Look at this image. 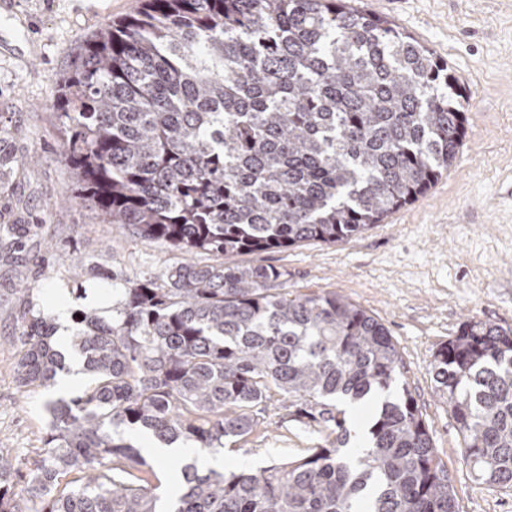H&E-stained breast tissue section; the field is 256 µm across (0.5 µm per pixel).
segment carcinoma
Instances as JSON below:
<instances>
[{"instance_id":"carcinoma-1","label":"carcinoma","mask_w":512,"mask_h":512,"mask_svg":"<svg viewBox=\"0 0 512 512\" xmlns=\"http://www.w3.org/2000/svg\"><path fill=\"white\" fill-rule=\"evenodd\" d=\"M464 89L390 19L346 0H143L87 41L56 106L74 195L148 243L205 252L145 273L82 318L72 347L92 382L47 403L44 448L0 455V512H159L153 469L112 427L217 448L288 397L329 448L258 472L180 467L173 512H460L407 387L386 398L357 465L344 405L390 392L404 364L388 328L336 292L296 294L288 273L222 258L335 244L381 224L453 165ZM0 124V193L28 159ZM0 210V235L18 227ZM22 387L64 366L49 311L28 301ZM434 381L473 478L512 491V328L464 321L434 354Z\"/></svg>"}]
</instances>
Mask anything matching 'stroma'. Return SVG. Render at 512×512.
Instances as JSON below:
<instances>
[{
    "mask_svg": "<svg viewBox=\"0 0 512 512\" xmlns=\"http://www.w3.org/2000/svg\"><path fill=\"white\" fill-rule=\"evenodd\" d=\"M397 22L447 61L469 89L468 128L452 167L425 194L362 236L336 244L309 241L283 251L238 254L243 265L288 273V289L334 291L369 311L391 332L405 364L403 380L417 399L433 444L453 480L462 512H512V493L475 481L462 457V436L435 391L437 348L462 322L512 328V0H352ZM141 0H14L0 8V123L12 126L15 149L38 155L13 178L0 206L11 205L27 231L22 249L0 248V337L18 333L25 308L16 285L49 302L73 258L88 264L81 287L106 291L99 270L117 287L182 261L163 243H146L120 224H102L69 200L73 177L60 156L61 124L53 106L84 44L108 22L133 14ZM78 287V288H81ZM75 287L64 289L70 319L57 342L71 338L85 309ZM14 350L0 344V452L16 459L42 446L46 403L82 394L21 387ZM254 433L226 444L224 468L258 470L331 443L325 432L293 421L288 401L273 397Z\"/></svg>",
    "mask_w": 512,
    "mask_h": 512,
    "instance_id": "1",
    "label": "stroma"
}]
</instances>
